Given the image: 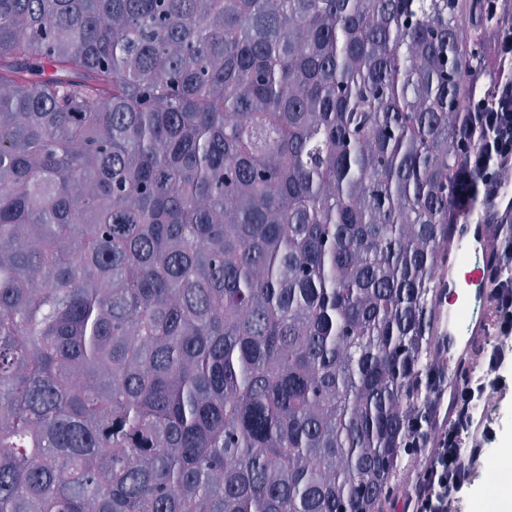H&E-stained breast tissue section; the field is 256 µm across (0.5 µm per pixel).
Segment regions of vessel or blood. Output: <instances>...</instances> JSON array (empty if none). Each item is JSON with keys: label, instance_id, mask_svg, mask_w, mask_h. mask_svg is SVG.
I'll list each match as a JSON object with an SVG mask.
<instances>
[{"label": "vessel or blood", "instance_id": "1", "mask_svg": "<svg viewBox=\"0 0 512 512\" xmlns=\"http://www.w3.org/2000/svg\"><path fill=\"white\" fill-rule=\"evenodd\" d=\"M451 240L466 244L474 251L483 249L487 241L486 227L482 224L460 225ZM482 282V269L467 268L458 253H449L442 275V287L437 293L440 352L447 368H455L458 361L468 353L472 336L485 331L482 319L472 320L468 317L475 293ZM464 318L470 321V334L466 337L457 334L454 328L455 321Z\"/></svg>", "mask_w": 512, "mask_h": 512}]
</instances>
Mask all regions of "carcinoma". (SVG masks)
I'll use <instances>...</instances> for the list:
<instances>
[{
    "label": "carcinoma",
    "instance_id": "carcinoma-1",
    "mask_svg": "<svg viewBox=\"0 0 512 512\" xmlns=\"http://www.w3.org/2000/svg\"><path fill=\"white\" fill-rule=\"evenodd\" d=\"M511 168L512 0H0V512H395L413 448L459 512ZM459 230L449 240L451 244L463 243L468 245L466 249L479 251L485 248L487 231L484 224H458ZM472 267L470 270H466ZM483 282L482 269L467 266L460 261L459 252L455 253L452 247H448V264L442 275V287L438 290V323L440 348L444 363L451 372L458 361L464 357L469 349L474 335L484 334V321L480 318L473 319L470 323L469 337L457 334L452 318L456 323L464 319L470 312L475 293Z\"/></svg>",
    "mask_w": 512,
    "mask_h": 512
}]
</instances>
